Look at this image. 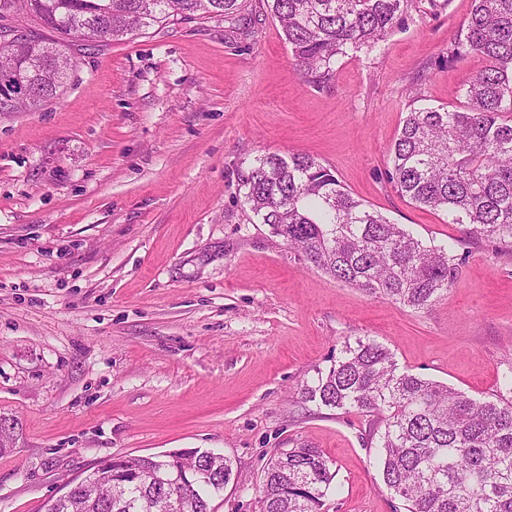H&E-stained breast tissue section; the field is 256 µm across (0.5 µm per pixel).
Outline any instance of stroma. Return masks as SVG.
<instances>
[{
	"label": "stroma",
	"instance_id": "obj_1",
	"mask_svg": "<svg viewBox=\"0 0 512 512\" xmlns=\"http://www.w3.org/2000/svg\"><path fill=\"white\" fill-rule=\"evenodd\" d=\"M472 0H421L378 48L317 88L278 21H173L81 50L59 99L0 112V512H44L115 455L211 449L233 462L213 512H258L274 449L329 460L328 512L400 507L369 464V422L302 403L347 340L475 398L512 361V255L468 243L446 300L416 311L310 267L238 195L255 155L303 151L423 241L459 238L446 213L388 182L413 97L455 107L484 62H449Z\"/></svg>",
	"mask_w": 512,
	"mask_h": 512
}]
</instances>
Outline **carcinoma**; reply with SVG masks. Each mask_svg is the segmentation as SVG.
Instances as JSON below:
<instances>
[{"mask_svg":"<svg viewBox=\"0 0 512 512\" xmlns=\"http://www.w3.org/2000/svg\"><path fill=\"white\" fill-rule=\"evenodd\" d=\"M278 21L306 80L324 86L350 51L372 50L406 16L412 0H260ZM28 7L24 49L12 51L30 85L25 108L58 98L77 60L69 39L97 46L168 23L222 17L237 21L242 0H0V35ZM52 36L32 30V24ZM479 54L486 67L463 89L458 106L410 104L389 149L387 176L415 206L447 213L468 238H487L512 254V0H473L450 42L448 59ZM243 201L311 267L374 297L414 310L433 307L456 284L457 241L428 245L405 225L354 197L333 169L306 153L267 152L236 171ZM301 399L369 418L385 488L406 512H512V364L490 399L471 398L398 367L393 353L370 339L346 341L330 367L303 382ZM158 457L145 456L139 475L96 487L88 473L45 512H211L233 464L200 450L178 456L191 474L185 508L174 509L152 480ZM335 475L323 452L297 443L262 470L258 512H323Z\"/></svg>","mask_w":512,"mask_h":512,"instance_id":"cac0c4a2","label":"carcinoma"}]
</instances>
